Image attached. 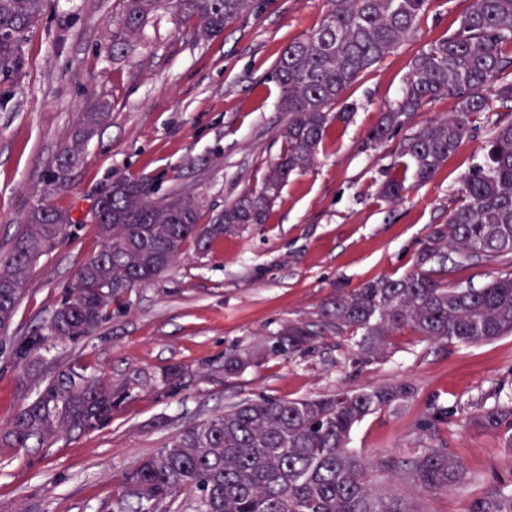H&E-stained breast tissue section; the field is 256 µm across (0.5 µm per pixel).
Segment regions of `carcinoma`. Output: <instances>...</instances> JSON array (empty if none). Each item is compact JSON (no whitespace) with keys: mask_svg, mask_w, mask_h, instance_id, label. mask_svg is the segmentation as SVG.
Returning <instances> with one entry per match:
<instances>
[{"mask_svg":"<svg viewBox=\"0 0 512 512\" xmlns=\"http://www.w3.org/2000/svg\"><path fill=\"white\" fill-rule=\"evenodd\" d=\"M47 0H0V71L16 69L26 33ZM323 23L281 54L275 77L283 151L262 185L231 205L209 212L205 196L183 189L155 196L151 185L126 179L95 201L92 221L102 245L83 264L52 315L25 336L12 339L9 355L29 374L41 372V351L56 342L78 343L93 335L112 306L170 269L192 249L201 257L251 224H264L283 186L295 172L316 164L334 126L350 118L351 106L334 111L359 75L418 33L430 0H327ZM121 13L104 35L116 58L128 52L155 13L167 8L192 24L200 41L219 34L257 9L256 0H120ZM440 97L456 112L426 122L394 152L393 176L381 187L390 201L409 190L407 171L432 179L469 137L493 102L512 103V0H469L458 26L419 51L399 104L379 114L370 140L383 141ZM111 105L84 101L71 132L59 144L40 189L41 200L23 216L11 251L0 256V330L12 324L31 266L76 223L69 209L49 203L68 187L86 144L110 118ZM483 154L462 178L461 203L420 241L414 268L397 278L381 276L363 287L338 291L315 321L290 322L269 345L224 354V378L270 356L313 353L327 335L350 336L336 345L355 368L382 361L388 337L410 327L422 339L471 345L512 335V276L482 288L448 280L449 266L474 258L491 261L512 254V121H498ZM44 387L0 428V446L50 448L62 435L97 429L126 393L83 366L69 365L43 380ZM415 395L410 382L358 391L280 399L260 396L232 403L189 422L155 453L124 475L112 512H423L402 494L376 492L369 471L393 476L427 493L452 492L467 481L461 461L440 436L448 410L436 407L417 420L414 446L372 461L349 448L364 418L403 411ZM512 417V406L495 403L482 417L491 428ZM186 494L189 503L176 498ZM471 512H512V483L491 488Z\"/></svg>","mask_w":512,"mask_h":512,"instance_id":"cac0c4a2","label":"carcinoma"}]
</instances>
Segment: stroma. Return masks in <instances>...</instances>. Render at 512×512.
<instances>
[{
  "label": "stroma",
  "mask_w": 512,
  "mask_h": 512,
  "mask_svg": "<svg viewBox=\"0 0 512 512\" xmlns=\"http://www.w3.org/2000/svg\"><path fill=\"white\" fill-rule=\"evenodd\" d=\"M467 5L431 0L417 36L360 74L345 95L356 106L352 120L336 125L312 169L290 177L266 223L136 289L129 307L112 311L92 336L44 352L45 374L79 363L127 386L128 396L93 431L49 448L0 447V512H108L123 476L185 421L261 395L298 399L404 380L416 388L408 407L364 419L352 435L354 452L371 457L409 447L416 421L445 407L452 415L441 435L468 480L448 494L418 496L423 512H470L497 479H512L502 430L479 417L495 388H512V335L460 346L430 343L406 328L392 337L385 361L358 370L337 363L328 348L270 357L229 381L222 371L226 351L264 341L283 322L312 319L336 289L411 271L419 241L447 220L494 122L512 120V109L480 117L431 180L408 178L410 190L396 204L379 194L393 151L427 120L454 112L456 101L438 99L383 142L368 143L367 135L399 101L413 57L455 29ZM327 9L326 0H258L254 13L207 41L162 11L116 61L102 36L118 0H48L25 37L19 70L0 72L1 255L38 200L84 100L106 98L112 111L69 186L51 198L78 222L31 268L9 335L48 319L78 267L100 250L87 214L113 182L145 178L158 192L182 188L219 209L262 183L281 154L279 130L288 120L278 108L274 69L288 44L320 27ZM172 366L187 374L166 389L160 378ZM38 390V380L0 354V425Z\"/></svg>",
  "instance_id": "stroma-1"
}]
</instances>
